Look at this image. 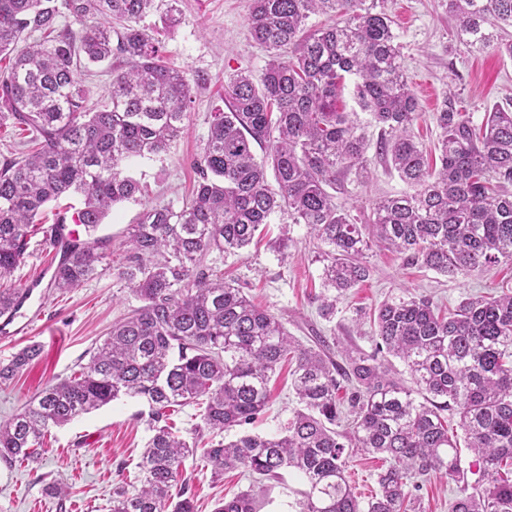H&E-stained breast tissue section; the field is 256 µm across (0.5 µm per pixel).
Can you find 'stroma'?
<instances>
[{"mask_svg":"<svg viewBox=\"0 0 512 512\" xmlns=\"http://www.w3.org/2000/svg\"><path fill=\"white\" fill-rule=\"evenodd\" d=\"M251 0H181L179 21L162 38V52L173 65L203 75L193 85L186 129L160 160L135 165L133 172L148 186L145 196L114 207L100 225L98 236L112 239V262L121 264L127 254V229L142 212L156 205L181 207L189 200L197 175L193 161L209 130L212 112L224 106V78L245 72L261 79L267 52L248 36ZM393 31L401 46L402 64L422 108L412 132L427 151H434L439 131L432 114L445 92H454L462 111L481 123L494 105L512 100V59L477 52L460 44L445 0H387ZM364 176L349 173L336 184L338 207L366 223L380 198L402 194L406 184L375 150L367 152ZM293 239L287 253L274 251L281 232ZM258 245L234 254H211L210 265L225 279L243 288L252 301L275 314L302 342L324 337L334 355L372 352L376 327L370 319L382 302L404 296H425L442 309L454 308L465 297L489 295L512 288V269L500 266L449 278L418 264H410L388 251H373L371 276L349 289L336 302V311L323 317L318 309L323 265L316 259L317 241L307 225H267ZM30 255L15 270L12 283L32 291L21 312L27 332L0 334V361L8 362L22 348H41L14 380L0 384V421L17 413L26 401L52 378H66L86 364L96 344L114 322L139 307L138 298L113 270L62 292L51 288L41 272L52 255L32 239ZM292 365L277 369L269 383L271 402L251 424L253 432L272 436L281 431L298 403L291 387ZM152 432L145 403L129 399L106 405L71 424L53 429L38 462L0 461V512H111L112 488L125 482L140 486L139 463ZM474 458L462 448L467 470L462 481L433 474L416 491L418 512H450L461 487H475L478 476L469 470ZM378 456L356 452L347 476L358 497L370 499L378 489ZM183 478L196 504V512H214L218 502L247 489L252 480L234 471L213 479L200 458L185 462ZM67 486L66 495H49L53 482Z\"/></svg>","mask_w":512,"mask_h":512,"instance_id":"obj_1","label":"stroma"}]
</instances>
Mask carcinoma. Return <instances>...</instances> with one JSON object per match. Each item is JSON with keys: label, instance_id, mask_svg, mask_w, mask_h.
<instances>
[{"label": "carcinoma", "instance_id": "carcinoma-1", "mask_svg": "<svg viewBox=\"0 0 512 512\" xmlns=\"http://www.w3.org/2000/svg\"><path fill=\"white\" fill-rule=\"evenodd\" d=\"M177 2L0 0V57L11 56L0 68V126L29 135L0 162V316L23 303L25 290L9 281L32 236L48 240L42 218L52 201L82 197L54 225L71 216L86 238L60 246L51 286L68 291L112 269L99 226L144 193L132 165L167 153L185 128L190 72L167 66L155 33L140 27L154 11L175 21ZM447 2L460 43L512 59V38L487 29L512 27V0ZM319 12L335 21L305 30ZM392 24L385 0H252L248 33L268 52L261 80L241 71L224 78L225 109L212 115L191 200L151 207L128 228L129 254L115 271L142 305L112 325L79 372L46 383L0 421L1 460L34 462L51 429L130 398L146 402L154 434L140 489L115 487L112 512H195L186 487L176 500L170 491L198 451L215 477L243 469L268 481L300 478L295 512H412L418 479L463 474L451 411L482 485L450 512H512V291L466 297L446 315L423 296L386 301L373 314L375 351L348 353L341 366L206 264L213 252L249 246L277 216L305 224L322 245L324 317L368 279L375 246L450 278L512 265V107H494L477 126L445 94L433 113L440 166L431 168L410 131L419 103ZM114 59L111 106L92 112L77 72ZM349 77L380 130L378 154L411 188L376 202L365 224L328 192L338 174L367 170L358 113L338 107ZM39 354L31 345L0 363V382ZM393 358L412 386L396 377ZM289 359L299 408L282 434L201 447L166 424L186 406L219 436L252 424L269 403L271 374ZM345 415L348 427L336 430ZM351 448L386 463L366 502L345 477ZM214 512H261L259 495L243 491Z\"/></svg>", "mask_w": 512, "mask_h": 512}]
</instances>
